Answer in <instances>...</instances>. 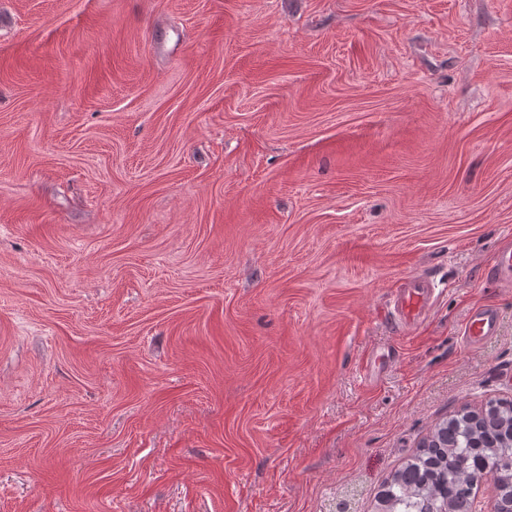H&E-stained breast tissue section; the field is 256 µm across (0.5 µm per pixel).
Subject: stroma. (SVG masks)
I'll list each match as a JSON object with an SVG mask.
<instances>
[{"label": "stroma", "instance_id": "35a3bbf8", "mask_svg": "<svg viewBox=\"0 0 512 512\" xmlns=\"http://www.w3.org/2000/svg\"><path fill=\"white\" fill-rule=\"evenodd\" d=\"M510 240L512 0H0V512H378ZM435 283L423 276H413L402 282L393 296L391 314L402 328L424 317L433 303Z\"/></svg>", "mask_w": 512, "mask_h": 512}]
</instances>
